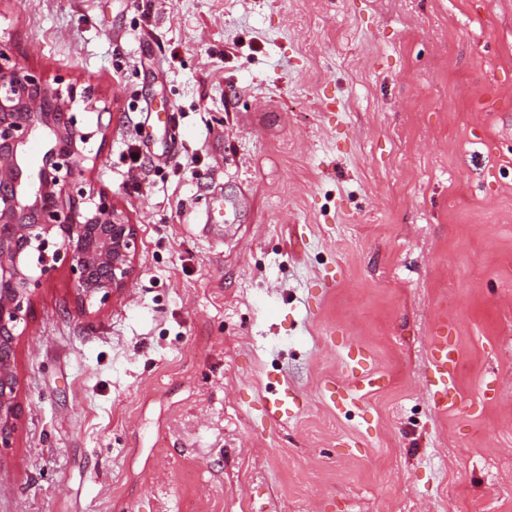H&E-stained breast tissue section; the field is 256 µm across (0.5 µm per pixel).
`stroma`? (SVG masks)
<instances>
[{
    "instance_id": "1",
    "label": "stroma",
    "mask_w": 512,
    "mask_h": 512,
    "mask_svg": "<svg viewBox=\"0 0 512 512\" xmlns=\"http://www.w3.org/2000/svg\"><path fill=\"white\" fill-rule=\"evenodd\" d=\"M0 48L92 89L138 236L35 290L0 512H512V0H0ZM434 352L431 369L435 382L431 384L435 394H441V406H448V391L454 390V377L458 365L455 350L448 344L447 336H432ZM298 408L294 398L290 401L288 392L275 398H267L261 404V419L267 422H279L288 419Z\"/></svg>"
}]
</instances>
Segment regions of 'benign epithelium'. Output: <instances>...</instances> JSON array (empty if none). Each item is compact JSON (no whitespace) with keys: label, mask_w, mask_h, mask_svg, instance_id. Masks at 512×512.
Here are the masks:
<instances>
[{"label":"benign epithelium","mask_w":512,"mask_h":512,"mask_svg":"<svg viewBox=\"0 0 512 512\" xmlns=\"http://www.w3.org/2000/svg\"><path fill=\"white\" fill-rule=\"evenodd\" d=\"M85 100L53 86L0 48V445L18 421L16 331L25 320L35 270L70 263L79 299L104 303L128 287L137 251L135 225L111 195L86 190L90 135L73 112ZM39 140L43 163L27 146Z\"/></svg>","instance_id":"obj_1"}]
</instances>
